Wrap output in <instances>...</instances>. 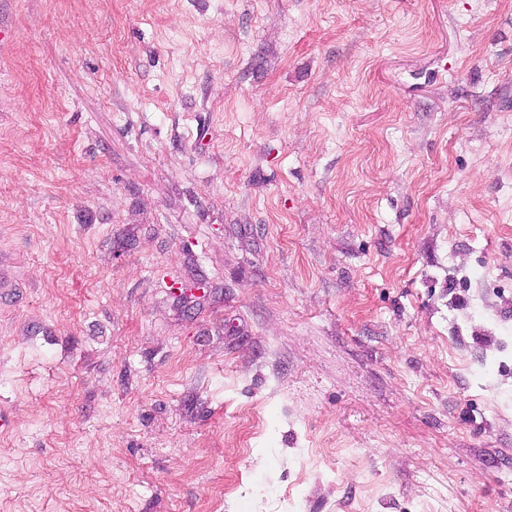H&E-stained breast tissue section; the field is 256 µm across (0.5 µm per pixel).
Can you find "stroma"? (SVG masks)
Listing matches in <instances>:
<instances>
[{
    "label": "stroma",
    "mask_w": 512,
    "mask_h": 512,
    "mask_svg": "<svg viewBox=\"0 0 512 512\" xmlns=\"http://www.w3.org/2000/svg\"><path fill=\"white\" fill-rule=\"evenodd\" d=\"M0 512H512V0H0Z\"/></svg>",
    "instance_id": "obj_1"
}]
</instances>
